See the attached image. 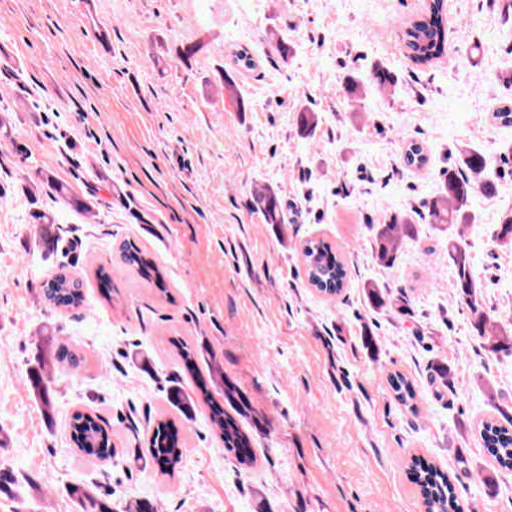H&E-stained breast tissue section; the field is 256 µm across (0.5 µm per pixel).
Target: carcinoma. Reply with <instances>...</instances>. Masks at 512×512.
<instances>
[{
    "instance_id": "cac0c4a2",
    "label": "carcinoma",
    "mask_w": 512,
    "mask_h": 512,
    "mask_svg": "<svg viewBox=\"0 0 512 512\" xmlns=\"http://www.w3.org/2000/svg\"><path fill=\"white\" fill-rule=\"evenodd\" d=\"M443 0H433L428 14L407 24L405 36L410 60L417 66H426L445 52L448 30L442 15ZM427 161L422 144L411 141L407 144L404 162L408 166L421 167ZM488 168V158L477 149L463 147L457 150L456 163L448 169L441 194L429 206V223L441 232H448V263L454 272V286L460 299L474 312L476 321L473 328L490 348L495 351L512 352V321L495 319L481 311V284L474 273V261L461 239L450 233L458 224H472L475 215L471 209V199L475 190L487 194L495 192L496 185L486 179L475 183L460 173L466 169L481 175ZM259 210L267 224H283L285 217L279 197L269 188L258 193ZM38 223L45 225L39 238V246L49 253L58 251L61 228L54 218L45 213L36 215ZM374 243V256L383 267H391L397 261L406 241L413 239L416 230L409 222L391 220L385 224L371 225ZM499 241L512 243V210L501 215L496 233ZM304 273L309 286L327 295L337 296L343 289L346 268L341 256L323 240H307L301 247ZM123 263L138 271L145 279L153 282L158 291L167 293L163 273L147 257V253L131 242L125 243ZM366 294L371 304L379 309L386 306L389 296L376 284L366 286ZM45 299L57 306L79 307L84 302L83 282L79 274L66 264L49 276L43 283ZM48 361H41L39 368L30 372L28 384L42 403L46 415H51L52 402L49 396L44 372ZM394 398L403 406H413L416 391L413 382L401 373L388 377ZM169 404L181 417L189 420L195 412L192 397L180 387L167 390ZM224 403L236 413L243 415L249 411L246 399L230 383L224 384ZM211 424L224 439V450L238 465L246 469L253 465L251 442L246 432L236 420L225 411H212ZM71 440L77 451L86 458L107 460L113 456L112 438L101 418L95 414L76 412L69 423ZM481 437L487 451L505 468L512 469V431L500 421L489 419L481 423ZM148 454L157 467L167 475L175 472L181 462L183 450L178 448L176 422L160 419L154 422L150 436ZM413 481L425 507V512H460L459 496L449 477L436 466L421 462L413 463ZM69 495L77 500L83 512H109L98 495L84 485L69 488Z\"/></svg>"
}]
</instances>
